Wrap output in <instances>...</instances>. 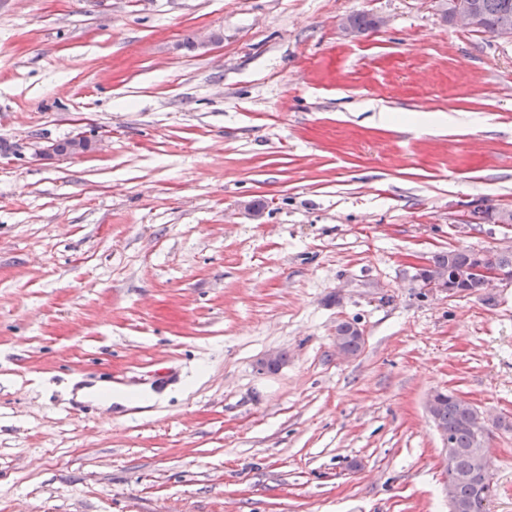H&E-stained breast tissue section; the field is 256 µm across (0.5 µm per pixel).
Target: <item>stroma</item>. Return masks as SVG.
<instances>
[{
    "instance_id": "obj_1",
    "label": "stroma",
    "mask_w": 512,
    "mask_h": 512,
    "mask_svg": "<svg viewBox=\"0 0 512 512\" xmlns=\"http://www.w3.org/2000/svg\"><path fill=\"white\" fill-rule=\"evenodd\" d=\"M488 204L512 41L435 0H0V512H448V390L512 512V286L410 285L512 240ZM161 368L154 403L76 398ZM93 141L83 131H78L71 138L49 142L36 150V155L43 158L71 157L88 151ZM475 250H448L440 252L428 258L429 267L424 272L428 275H444L448 272L458 274L462 269L475 263Z\"/></svg>"
}]
</instances>
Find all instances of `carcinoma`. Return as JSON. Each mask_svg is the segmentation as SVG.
Segmentation results:
<instances>
[{"label": "carcinoma", "mask_w": 512, "mask_h": 512, "mask_svg": "<svg viewBox=\"0 0 512 512\" xmlns=\"http://www.w3.org/2000/svg\"><path fill=\"white\" fill-rule=\"evenodd\" d=\"M480 14L478 29L492 32L503 19L512 20V0H474ZM476 251L450 250L428 258V275L457 274L475 263ZM458 288L468 295L477 294L488 302L493 296L490 285L480 278L460 280ZM336 336L344 349L356 355L362 346V337L352 330V324L342 322L336 326ZM469 406L451 392H441L431 415L437 427L448 437V475L455 478V496L463 506L462 512H489L488 505L493 492L494 474L491 467L479 463L476 448L490 437L485 433L477 437L468 423Z\"/></svg>", "instance_id": "1"}]
</instances>
